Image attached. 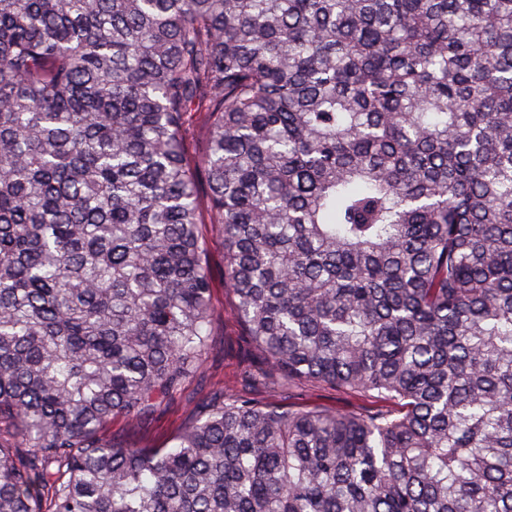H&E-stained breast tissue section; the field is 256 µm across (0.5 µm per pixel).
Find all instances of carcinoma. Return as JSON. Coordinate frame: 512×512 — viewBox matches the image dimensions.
<instances>
[{"mask_svg":"<svg viewBox=\"0 0 512 512\" xmlns=\"http://www.w3.org/2000/svg\"><path fill=\"white\" fill-rule=\"evenodd\" d=\"M205 222L263 367L128 445L211 346ZM45 502L512 512V0H0V512ZM291 401L298 404L317 405L321 407H335L350 410H370L378 406L373 399L366 397L336 393L329 389L305 387L298 389L291 397Z\"/></svg>","mask_w":512,"mask_h":512,"instance_id":"obj_1","label":"carcinoma"}]
</instances>
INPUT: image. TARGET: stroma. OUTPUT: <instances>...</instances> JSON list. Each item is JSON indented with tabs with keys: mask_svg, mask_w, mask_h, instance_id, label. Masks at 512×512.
I'll list each match as a JSON object with an SVG mask.
<instances>
[{
	"mask_svg": "<svg viewBox=\"0 0 512 512\" xmlns=\"http://www.w3.org/2000/svg\"><path fill=\"white\" fill-rule=\"evenodd\" d=\"M201 232L207 241L214 278L211 299L219 314L214 341L203 355L196 373L188 378L182 395L172 405L146 424L136 425L124 419L113 422V432L123 435L129 444L135 446L172 447L173 437L182 423L191 417L196 399L213 389L235 384L244 360L250 355L241 323L235 314L234 300L224 287L222 235L213 224L202 225ZM292 400L298 404L358 411L376 406L374 400L366 397L312 387L298 389Z\"/></svg>",
	"mask_w": 512,
	"mask_h": 512,
	"instance_id": "obj_1",
	"label": "stroma"
}]
</instances>
